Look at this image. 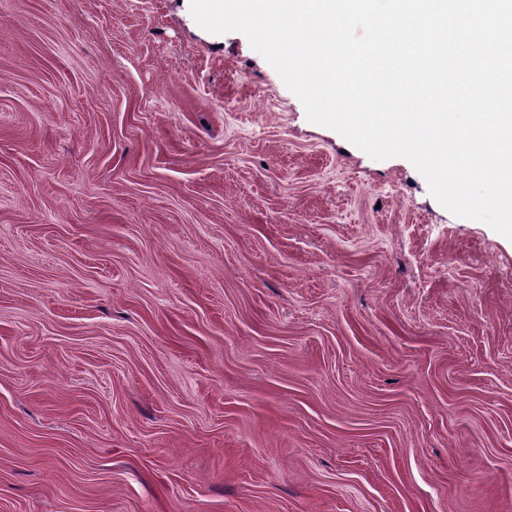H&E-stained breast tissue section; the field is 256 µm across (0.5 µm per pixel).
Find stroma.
Segmentation results:
<instances>
[{"instance_id":"35a3bbf8","label":"stroma","mask_w":512,"mask_h":512,"mask_svg":"<svg viewBox=\"0 0 512 512\" xmlns=\"http://www.w3.org/2000/svg\"><path fill=\"white\" fill-rule=\"evenodd\" d=\"M0 512H512V240L190 0H0Z\"/></svg>"}]
</instances>
